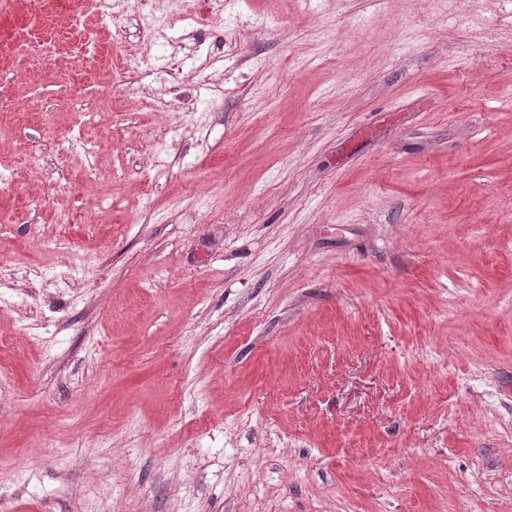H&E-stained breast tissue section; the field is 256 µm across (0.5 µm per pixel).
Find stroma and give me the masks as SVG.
Here are the masks:
<instances>
[{"label": "stroma", "mask_w": 512, "mask_h": 512, "mask_svg": "<svg viewBox=\"0 0 512 512\" xmlns=\"http://www.w3.org/2000/svg\"><path fill=\"white\" fill-rule=\"evenodd\" d=\"M96 12L0 0V512H512V0Z\"/></svg>", "instance_id": "obj_1"}]
</instances>
